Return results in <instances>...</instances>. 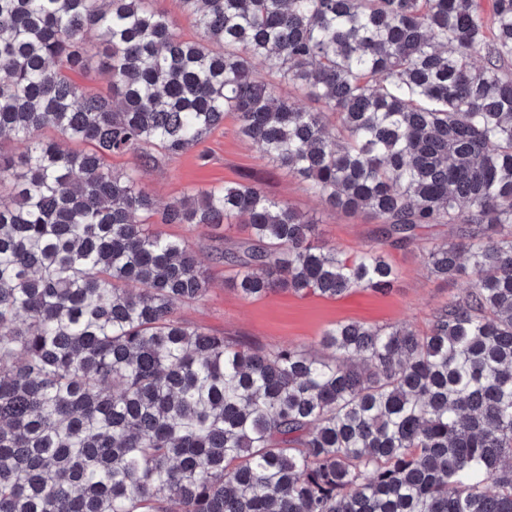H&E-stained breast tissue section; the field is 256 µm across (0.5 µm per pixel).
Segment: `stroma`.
<instances>
[{"instance_id": "stroma-1", "label": "stroma", "mask_w": 512, "mask_h": 512, "mask_svg": "<svg viewBox=\"0 0 512 512\" xmlns=\"http://www.w3.org/2000/svg\"><path fill=\"white\" fill-rule=\"evenodd\" d=\"M141 181L164 202L181 198L194 188L253 184L269 197L287 201L319 224L320 243L351 255L380 240L379 224L373 215L325 209L305 182L263 157L256 146L243 139L231 116L195 149L161 167L143 171ZM162 230L189 240L211 281L206 298L179 306L178 317L209 331L264 346L296 345L314 351L322 331L340 321L404 323L423 329L436 309L468 287L463 280L434 279L421 263V248L456 238V227L444 224L422 230L418 243L390 249L399 279L389 293L359 290L336 299L290 292L258 300L244 299L228 285L233 268L212 260L210 240L203 230H192L184 224H166Z\"/></svg>"}]
</instances>
